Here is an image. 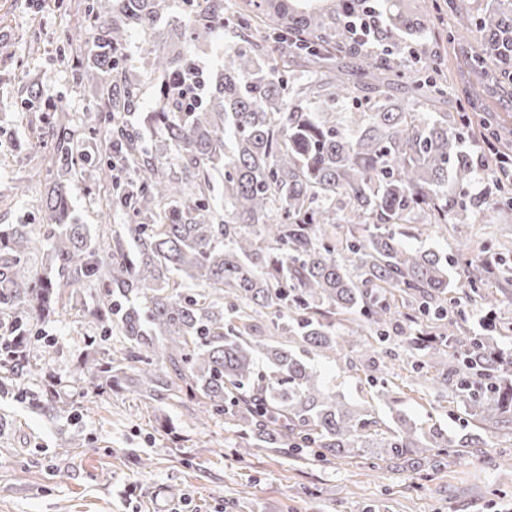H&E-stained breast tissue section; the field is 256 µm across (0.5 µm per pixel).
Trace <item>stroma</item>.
<instances>
[{
	"mask_svg": "<svg viewBox=\"0 0 512 512\" xmlns=\"http://www.w3.org/2000/svg\"><path fill=\"white\" fill-rule=\"evenodd\" d=\"M419 2L429 22L416 39L418 52L439 47L449 98L486 104L503 150H511L512 97L468 66L478 45L458 38L459 19L445 0ZM65 7V0H0V224H29L38 236L48 221L41 198L51 151L32 145L19 124L20 86L41 81L45 100L69 111L80 132L96 121L95 91L73 77L96 31L82 27L66 42ZM95 159L88 154L68 175L72 216L116 229L123 219L107 212L90 175ZM491 238L512 240V208L449 226L447 236L420 245L449 253L459 240ZM93 326L91 316L71 314L41 326L56 342L50 368L71 401L68 412L42 410L39 376L0 392V512H369L381 504L385 512H512V438L496 429L483 430L482 454L457 456L432 476L407 461L375 471L367 455L323 464L257 448L239 460L223 422L204 425L181 407L153 411L134 393L117 388L94 396L74 383L82 337ZM314 363L348 402L370 403L373 388L362 371L322 356ZM383 371L416 423L461 431L463 403L428 394L422 382L408 380L403 361L386 362ZM71 437L79 447H65ZM141 456L151 458L149 471L139 468Z\"/></svg>",
	"mask_w": 512,
	"mask_h": 512,
	"instance_id": "1",
	"label": "stroma"
}]
</instances>
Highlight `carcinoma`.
Returning <instances> with one entry per match:
<instances>
[{
    "mask_svg": "<svg viewBox=\"0 0 512 512\" xmlns=\"http://www.w3.org/2000/svg\"><path fill=\"white\" fill-rule=\"evenodd\" d=\"M169 2L83 0L75 14L76 25L97 31L76 80L99 90L92 134L107 162L98 179L110 208L126 217L112 240L71 222L64 174L83 145L65 114L47 115L40 89H25L28 122L38 121V143L54 146L57 173L42 199V255L30 225L0 224V327H21L27 344L23 360L0 354V388L47 373L54 342L32 335V323L87 310L101 332L85 339L80 379L94 393L120 386L153 410L196 405L203 422L224 420L241 459L266 448L329 462L368 448L385 465L414 452L417 467L440 471L452 454L478 451L482 436L418 426L392 407L384 376L371 378L375 404L351 409L309 362L312 354L388 357L399 335L418 359L416 377L429 371L438 394L512 435V321H495L512 303V266L482 244L502 282L487 288L482 273L451 276L470 244L444 255L407 243L420 224L444 233L493 207L468 194L481 171L463 148L468 113L427 111L444 100L443 86L388 60L385 43L425 29L417 6L250 0L226 14L223 0H183L186 21L177 22ZM448 10L479 42L471 66L512 78V8L448 0ZM369 14L386 31L382 43L360 46L353 25ZM164 20L180 49L140 42L156 86L152 107L137 117L123 47L129 29ZM263 26L273 31L271 51L256 37ZM221 31L233 45L220 48ZM205 50L218 66L201 74L193 54ZM292 65L306 77L300 87ZM180 83L193 100L187 110L174 90ZM346 103L355 111H340ZM155 131L174 156L154 149ZM120 169L134 188L117 180ZM93 280L101 286L89 310L82 294ZM463 302L490 318L486 333H464L455 315ZM276 336L290 343H270Z\"/></svg>",
    "mask_w": 512,
    "mask_h": 512,
    "instance_id": "carcinoma-1",
    "label": "carcinoma"
}]
</instances>
